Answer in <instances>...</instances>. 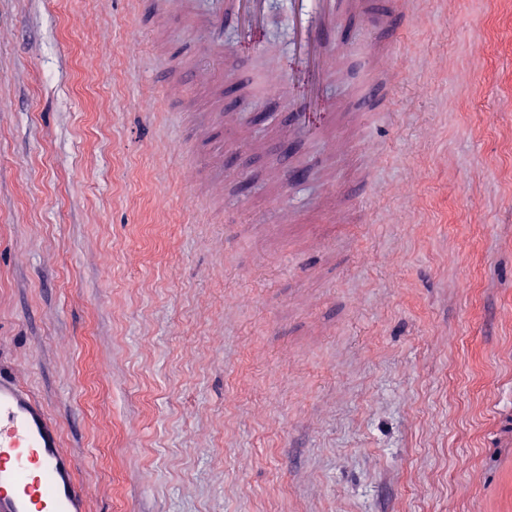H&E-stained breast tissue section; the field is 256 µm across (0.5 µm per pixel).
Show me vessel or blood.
<instances>
[{"label":"vessel or blood","mask_w":512,"mask_h":512,"mask_svg":"<svg viewBox=\"0 0 512 512\" xmlns=\"http://www.w3.org/2000/svg\"><path fill=\"white\" fill-rule=\"evenodd\" d=\"M181 2L204 39L209 70L224 57L225 19L248 33L263 27L266 19L265 0H207L200 12L194 10V0ZM363 8L362 0H312L310 11L293 19L298 60L323 69L326 47L340 37V16ZM281 93L299 116L296 130L319 136L325 115L313 111V97L297 96L289 85H282ZM86 498L75 464L62 446L58 423L27 389L0 375V512H86Z\"/></svg>","instance_id":"1"}]
</instances>
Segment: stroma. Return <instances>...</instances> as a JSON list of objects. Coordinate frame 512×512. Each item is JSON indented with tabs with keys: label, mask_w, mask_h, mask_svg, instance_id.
Listing matches in <instances>:
<instances>
[{
	"label": "stroma",
	"mask_w": 512,
	"mask_h": 512,
	"mask_svg": "<svg viewBox=\"0 0 512 512\" xmlns=\"http://www.w3.org/2000/svg\"><path fill=\"white\" fill-rule=\"evenodd\" d=\"M154 2L0 0V370L87 512H512V0H366L414 18L341 20L316 139L302 0L215 77ZM279 67L268 69L264 74L267 83H280L281 94L288 100V106L299 115V121L291 128L296 131H302L307 137H318L325 126L326 112H309L314 98L312 96H297L293 87L288 83V86L283 84L281 80Z\"/></svg>",
	"instance_id": "obj_1"
}]
</instances>
